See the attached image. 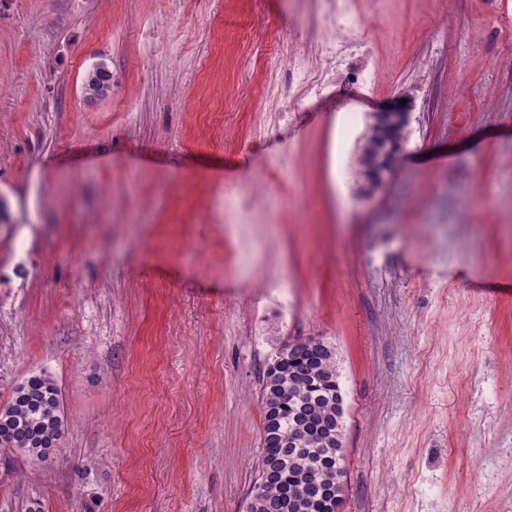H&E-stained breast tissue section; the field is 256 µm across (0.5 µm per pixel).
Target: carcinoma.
<instances>
[{
    "mask_svg": "<svg viewBox=\"0 0 512 512\" xmlns=\"http://www.w3.org/2000/svg\"><path fill=\"white\" fill-rule=\"evenodd\" d=\"M84 98L98 102L112 95V74L93 65L82 82ZM406 125L370 126L359 157L360 175L372 184L373 165L392 140L404 141ZM339 373L333 346L319 341L280 355L262 385L263 453L246 512H334L343 495L345 420L337 411ZM301 430L309 441L301 450L288 436ZM64 434L61 391L52 376L39 373L20 382L0 407V449L44 462L60 450ZM275 474L266 476L269 469Z\"/></svg>",
    "mask_w": 512,
    "mask_h": 512,
    "instance_id": "carcinoma-1",
    "label": "carcinoma"
}]
</instances>
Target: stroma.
<instances>
[{"label": "stroma", "instance_id": "35a3bbf8", "mask_svg": "<svg viewBox=\"0 0 512 512\" xmlns=\"http://www.w3.org/2000/svg\"><path fill=\"white\" fill-rule=\"evenodd\" d=\"M333 10L0 0V405L43 371L65 421L49 461L0 449V512H245L300 338L336 352L341 512H512V0H355L336 95L282 124ZM84 98L90 102H98L112 95V74L105 64L93 65L84 75L82 82ZM378 115L384 123L395 126L370 125V133L365 137L359 157L360 175L369 185H372L374 162L384 151L386 143L392 140L404 141L407 126L405 122L408 120L409 113L402 106L395 105L379 112Z\"/></svg>", "mask_w": 512, "mask_h": 512}]
</instances>
